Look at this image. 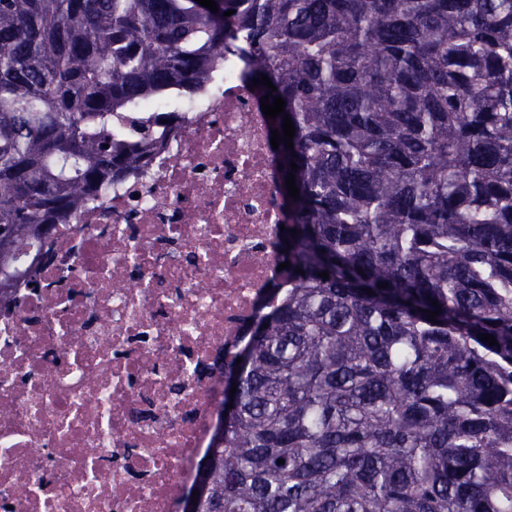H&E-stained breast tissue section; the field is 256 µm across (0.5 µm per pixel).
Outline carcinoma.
I'll return each mask as SVG.
<instances>
[{
	"instance_id": "obj_1",
	"label": "carcinoma",
	"mask_w": 512,
	"mask_h": 512,
	"mask_svg": "<svg viewBox=\"0 0 512 512\" xmlns=\"http://www.w3.org/2000/svg\"><path fill=\"white\" fill-rule=\"evenodd\" d=\"M216 3L0 0V242L147 167L168 124L131 112L235 56L295 127L289 267L196 512H512V0Z\"/></svg>"
}]
</instances>
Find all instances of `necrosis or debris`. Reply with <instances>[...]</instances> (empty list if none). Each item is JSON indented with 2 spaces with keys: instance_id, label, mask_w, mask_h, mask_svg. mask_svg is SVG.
I'll return each instance as SVG.
<instances>
[{
  "instance_id": "4bbe7bcc",
  "label": "necrosis or debris",
  "mask_w": 512,
  "mask_h": 512,
  "mask_svg": "<svg viewBox=\"0 0 512 512\" xmlns=\"http://www.w3.org/2000/svg\"><path fill=\"white\" fill-rule=\"evenodd\" d=\"M0 308V512H177L225 355L266 309L284 214L237 67Z\"/></svg>"
}]
</instances>
